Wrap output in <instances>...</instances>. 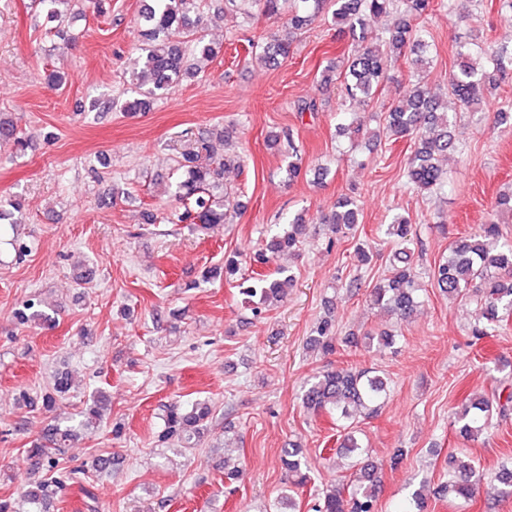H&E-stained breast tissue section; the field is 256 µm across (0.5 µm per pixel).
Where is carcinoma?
<instances>
[{
    "label": "carcinoma",
    "mask_w": 512,
    "mask_h": 512,
    "mask_svg": "<svg viewBox=\"0 0 512 512\" xmlns=\"http://www.w3.org/2000/svg\"><path fill=\"white\" fill-rule=\"evenodd\" d=\"M299 6L288 14L286 33L275 34L262 46L263 58L277 63L289 57L294 39L314 17L325 9L339 29L346 31L357 42V49L348 58L341 92L344 101L366 103L372 99L387 77L389 67L398 61L408 45L424 46V29L416 24L435 7V0H296ZM395 15L391 25L377 41L365 43L368 20L382 15ZM147 29L143 33L146 45L135 60L131 80L140 92L124 103V111L137 113L150 110L153 102L168 94L179 77L194 70L191 61H211L215 51L206 41L203 16L197 12V0H151L144 9ZM458 71L450 80L448 91L469 110L492 96L500 81L512 72V48L503 45L473 58L471 49L459 46ZM413 80L405 95L394 103L384 117L382 133L398 140H413L414 151L407 169V181L419 191L438 190L444 186L443 158L456 151L455 135L447 108L439 95L424 80L423 73L429 60L419 56L411 60ZM340 130L349 138L359 135L364 120L357 112H346ZM0 141H10L15 151L24 153L30 143L29 136L21 133L10 121L0 119ZM227 160L218 159L210 151L209 138L201 137L196 146L181 153L177 162L178 179L175 196L182 206L177 214L180 223L190 222L204 227L224 224L230 208H242L231 203V193L224 190V168ZM360 209L350 196L336 201L335 209L321 218L330 225L331 233L346 234L359 223ZM306 213L288 217V228L272 234L265 248L254 261L265 264L269 256L284 251H295L300 244ZM384 234L401 245L394 253L398 264L391 275L375 285L369 293L372 305L383 308L405 320L422 306L420 288L411 267V252L404 244L411 241L413 225L402 215H395L386 225ZM435 287L448 295V299L473 297L476 317L473 334L492 336L498 332L505 318L512 315V239L502 236L496 221L481 224L474 233L458 237L448 247V257L431 270ZM294 276L284 268L272 274L255 273L252 286L245 289L249 297L257 296L261 303L281 302L293 286ZM337 338L333 324L321 320L309 337V345L331 354L336 351ZM71 389V377L59 373L53 391L42 396V406L48 413L54 411L59 398ZM385 378L369 369L327 366L306 384L304 406L315 414L328 413L342 423L343 434L337 439L336 455L351 459V467L364 457L365 448L356 436L354 423L359 419H373L381 413L387 399ZM103 399L98 397L81 412L79 426L88 427L102 419ZM512 412V381H503L491 397L472 401L457 412L459 435L475 441L492 427L494 415L505 417ZM209 404L196 402L189 407L171 405L167 408L164 428L157 438L161 443L177 440L185 447L196 445L200 430L210 419ZM76 436V427L61 423L50 424L26 450V460L36 469L56 466V456ZM281 469L286 481L303 487L310 480V465L296 444H288L280 455ZM452 474L441 484L440 493L451 494L465 503L472 500L483 474L466 461L454 458L448 461ZM359 467V466H357ZM378 466L359 467L350 484L322 492L316 504L317 512H376V476ZM65 486L58 478L44 480L24 492L29 512H46L50 500L57 497ZM421 491L400 500L393 512H419Z\"/></svg>",
    "instance_id": "cac0c4a2"
}]
</instances>
